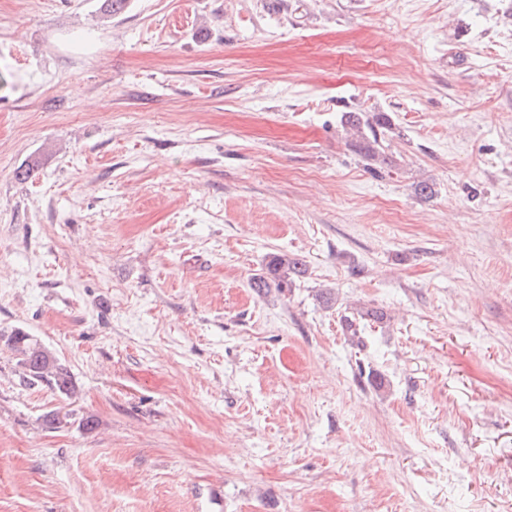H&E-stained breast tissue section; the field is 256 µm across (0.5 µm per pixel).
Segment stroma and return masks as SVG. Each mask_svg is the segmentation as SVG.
I'll return each instance as SVG.
<instances>
[{
    "mask_svg": "<svg viewBox=\"0 0 512 512\" xmlns=\"http://www.w3.org/2000/svg\"><path fill=\"white\" fill-rule=\"evenodd\" d=\"M101 3L0 0V512H512V0ZM342 124L358 133V138L354 143L356 151L368 163V169L376 173L386 163V156L380 150V140L383 135V129L391 127L387 114L383 112L374 113L367 116L363 112H343L341 116ZM367 128L370 136L362 131ZM305 273L306 264L297 255L272 254L261 273L252 277L250 287L258 295L265 294L269 288H276L280 293H284ZM8 345L20 356L21 365L25 369V376L29 382L42 381L54 386L60 392H68L70 380L68 372L54 358L49 368L40 366L39 361L48 352L36 342H32L29 336L21 331L15 330L8 338Z\"/></svg>",
    "mask_w": 512,
    "mask_h": 512,
    "instance_id": "35a3bbf8",
    "label": "stroma"
}]
</instances>
